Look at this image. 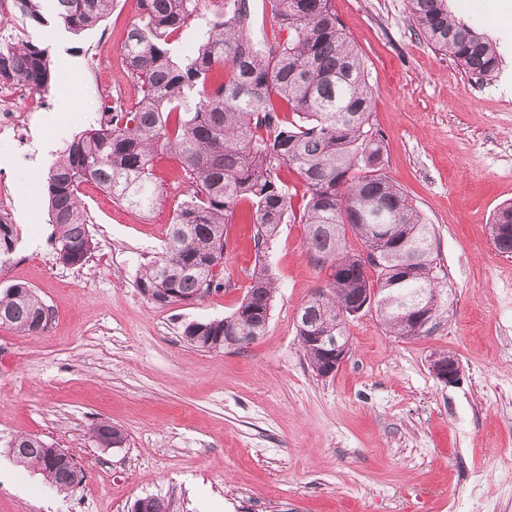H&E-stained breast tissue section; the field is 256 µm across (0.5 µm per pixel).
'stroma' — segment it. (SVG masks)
<instances>
[{
  "mask_svg": "<svg viewBox=\"0 0 512 512\" xmlns=\"http://www.w3.org/2000/svg\"><path fill=\"white\" fill-rule=\"evenodd\" d=\"M448 4L496 46L492 80L428 47L408 0H333L369 66L385 171L433 225L452 295L440 327L412 340L389 336L375 311L349 319V357L329 378L298 342V313L326 284L303 225H281L269 244L271 318L245 349L205 351L182 335L240 304L255 259L243 214L227 227L222 291L166 308L141 295L136 273L162 255L189 193L166 152L152 159L160 200L149 213L82 185L94 249L83 267L59 261L42 176L98 127L105 97L133 106L121 46L137 16L115 0L75 32L42 0L44 24L0 23V35L48 45L54 68L41 94L15 104L23 135L0 138V214L18 231L0 289L24 283L54 313L37 335L0 327V512H132L146 496L169 512H512V256L490 236L494 211L512 203V9ZM440 353L458 358V383L432 373ZM102 421L123 430L121 447L92 441ZM18 435L67 451L83 481L60 492L14 462Z\"/></svg>",
  "mask_w": 512,
  "mask_h": 512,
  "instance_id": "obj_1",
  "label": "stroma"
}]
</instances>
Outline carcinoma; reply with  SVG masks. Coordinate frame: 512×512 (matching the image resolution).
<instances>
[{"mask_svg":"<svg viewBox=\"0 0 512 512\" xmlns=\"http://www.w3.org/2000/svg\"><path fill=\"white\" fill-rule=\"evenodd\" d=\"M26 19L42 23L41 0H12ZM138 22L121 47L126 74L137 87L129 110L112 123L76 135L46 175L50 223L59 260L81 267L92 250L89 219L79 187L91 182L139 212L159 200L150 162L160 149L182 165L190 194L168 224L164 255L144 265L140 293L165 308L188 304L201 288H224L215 269L224 256L226 224L248 205L256 262L235 311L188 324L192 346L224 349L226 336H262L267 329L275 280L260 253L280 225H305L304 245L313 265L332 266L324 294L306 304L297 333L312 370L325 366L302 335L346 336L339 311L355 309L377 289L375 309L392 336H409L414 311L436 320L448 311L446 276L438 262L433 225L386 173L379 134L373 130L372 90L366 60L348 35L332 0H265L274 27L255 32L249 8L239 0H138ZM114 0H55L57 19L80 32L111 12ZM412 26L436 51L481 80L496 77L500 57L492 42L448 10L447 0H409ZM203 31L189 55L179 58L172 41L185 28ZM53 74L48 48L22 41L0 43V84L39 91ZM305 187L294 209L282 168ZM361 244L347 250L348 234ZM496 251L512 254V205L492 219ZM17 229L0 215L1 258L15 251ZM378 250L376 276L364 272V249ZM52 310L33 289L14 283L0 290V326L36 332ZM115 426L92 429L101 448L112 447ZM15 460L37 469L60 491L80 484L65 464L47 460L48 444L18 438Z\"/></svg>","mask_w":512,"mask_h":512,"instance_id":"cac0c4a2","label":"carcinoma"}]
</instances>
